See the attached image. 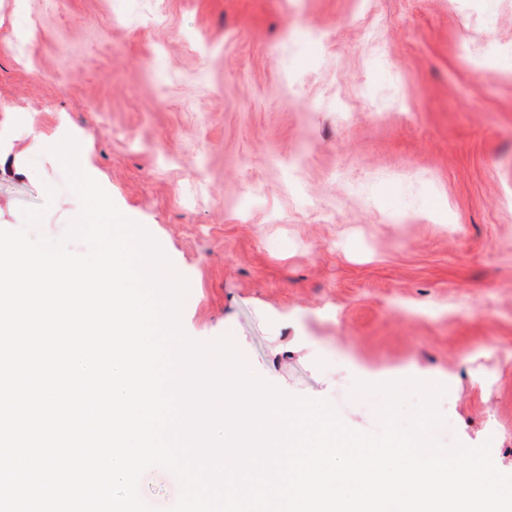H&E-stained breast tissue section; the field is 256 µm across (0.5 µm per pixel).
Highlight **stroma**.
Listing matches in <instances>:
<instances>
[{
	"instance_id": "obj_1",
	"label": "stroma",
	"mask_w": 512,
	"mask_h": 512,
	"mask_svg": "<svg viewBox=\"0 0 512 512\" xmlns=\"http://www.w3.org/2000/svg\"><path fill=\"white\" fill-rule=\"evenodd\" d=\"M18 22L0 228L48 182L39 231L67 233L37 141L68 121L187 279L188 337L232 335L361 431L375 414L341 388L444 384L437 438L512 474V0H25ZM139 492L164 512L179 484L153 467Z\"/></svg>"
}]
</instances>
